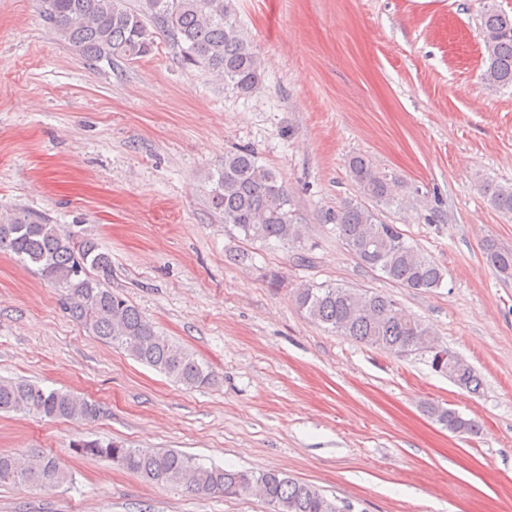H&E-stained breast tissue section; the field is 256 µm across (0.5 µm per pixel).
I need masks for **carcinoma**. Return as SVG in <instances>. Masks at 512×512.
Instances as JSON below:
<instances>
[{
    "label": "carcinoma",
    "instance_id": "carcinoma-1",
    "mask_svg": "<svg viewBox=\"0 0 512 512\" xmlns=\"http://www.w3.org/2000/svg\"><path fill=\"white\" fill-rule=\"evenodd\" d=\"M37 0L40 14L56 37L93 62L134 63L148 56L155 37L168 38L182 61L215 75L241 94L253 92L262 62L243 37L230 0ZM485 89L512 88V12L489 6L480 16ZM351 178L361 198L345 201L326 220L359 264L379 271L391 283L412 291L441 288L445 271L408 242L394 224L379 217L375 205L390 204V186L370 161L349 158ZM208 201L224 226L245 240L274 241L305 252L304 232L297 221L293 195L254 152L239 149L224 155V163L207 177ZM484 194L502 214H512V186L485 183ZM0 250L61 291L68 316L101 341L124 350L132 359L153 368L177 385L192 390L210 385L214 373L197 357L163 335L138 308L109 288L112 255L93 238L65 230L25 212L0 218ZM489 266L512 279V249L493 239L483 242ZM299 310L313 322L390 354L426 351L437 343L431 327L392 297L341 284H305L293 293ZM431 367L459 386L477 393L482 381L454 355ZM0 412L51 419L93 420L100 414L95 402L73 392L47 390L24 380H0ZM428 415L452 433L474 435L478 424L454 409L426 406ZM78 456L105 459L157 484L181 486L199 496H242L257 492L277 505L275 512H351L350 506L329 499L316 487L275 470L248 471L206 466L176 450L146 452L122 441L80 439L71 444ZM70 481L59 461L40 450L23 462L0 453V483L43 490Z\"/></svg>",
    "mask_w": 512,
    "mask_h": 512
}]
</instances>
